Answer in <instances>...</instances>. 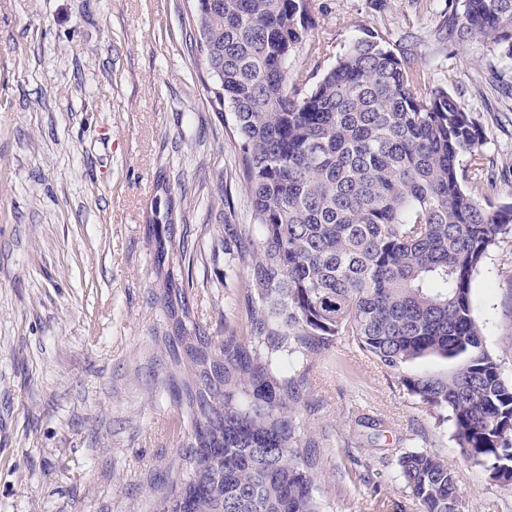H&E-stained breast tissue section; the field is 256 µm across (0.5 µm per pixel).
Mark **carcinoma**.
<instances>
[{
	"mask_svg": "<svg viewBox=\"0 0 512 512\" xmlns=\"http://www.w3.org/2000/svg\"><path fill=\"white\" fill-rule=\"evenodd\" d=\"M448 39L512 62V0H462ZM196 46L228 112L260 241L246 262L251 336L214 340L181 288L171 355L191 433L158 512H322L323 458L294 415L301 364L346 337L378 365L426 358L446 374H402L448 422L462 454L512 494V382L473 316L472 283L512 234L490 185L481 127L447 90L423 91L407 60L368 33L314 83L288 88L310 26L307 0H195ZM469 168H461L462 158ZM420 512H462L454 472L426 449L395 457Z\"/></svg>",
	"mask_w": 512,
	"mask_h": 512,
	"instance_id": "cac0c4a2",
	"label": "carcinoma"
}]
</instances>
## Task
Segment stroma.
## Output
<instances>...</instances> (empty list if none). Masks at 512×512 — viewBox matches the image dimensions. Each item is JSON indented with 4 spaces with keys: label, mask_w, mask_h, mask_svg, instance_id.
Segmentation results:
<instances>
[{
    "label": "stroma",
    "mask_w": 512,
    "mask_h": 512,
    "mask_svg": "<svg viewBox=\"0 0 512 512\" xmlns=\"http://www.w3.org/2000/svg\"><path fill=\"white\" fill-rule=\"evenodd\" d=\"M193 15V0H0V512H157L190 435L157 342L172 330L165 283L210 335L250 334L248 270L224 243L253 250L251 207L190 48ZM310 20L291 83L364 32L384 37L481 125L495 183L473 197L512 202V65L449 40L448 0H310ZM171 224L188 248L160 267ZM472 303L512 379V236L483 259ZM302 393L326 512L401 499V448L447 461L463 512H512L448 423L355 344L309 357Z\"/></svg>",
    "instance_id": "1"
}]
</instances>
